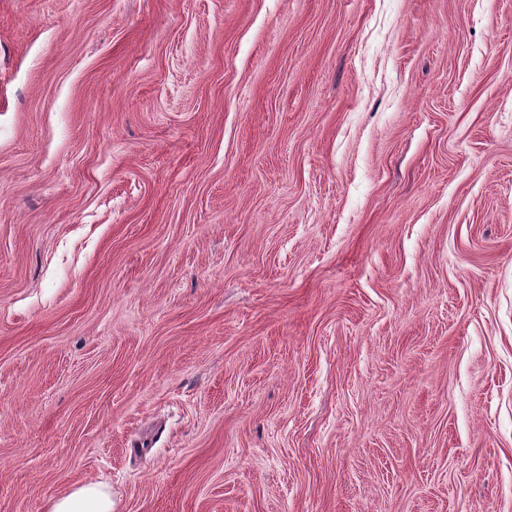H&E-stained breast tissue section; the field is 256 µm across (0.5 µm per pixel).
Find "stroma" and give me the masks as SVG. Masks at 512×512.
Instances as JSON below:
<instances>
[{
    "mask_svg": "<svg viewBox=\"0 0 512 512\" xmlns=\"http://www.w3.org/2000/svg\"><path fill=\"white\" fill-rule=\"evenodd\" d=\"M512 512V0H0V512ZM47 512H112V496L103 483L74 487L66 494L51 497Z\"/></svg>",
    "mask_w": 512,
    "mask_h": 512,
    "instance_id": "stroma-1",
    "label": "stroma"
}]
</instances>
